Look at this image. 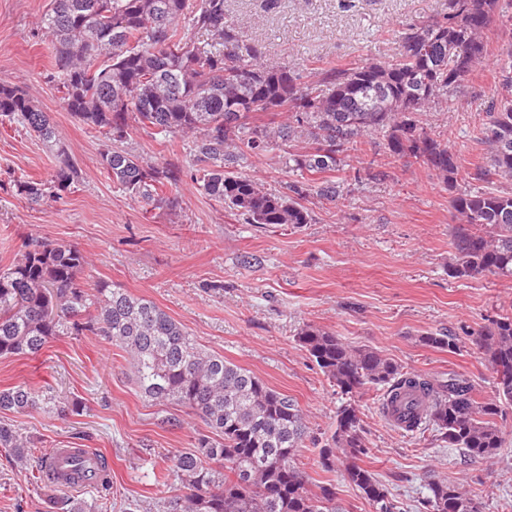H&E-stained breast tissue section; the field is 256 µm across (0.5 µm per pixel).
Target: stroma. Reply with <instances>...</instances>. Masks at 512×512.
Wrapping results in <instances>:
<instances>
[{
  "mask_svg": "<svg viewBox=\"0 0 512 512\" xmlns=\"http://www.w3.org/2000/svg\"><path fill=\"white\" fill-rule=\"evenodd\" d=\"M48 2L0 0V80L48 113L78 179L61 200L30 207L13 193L14 181L49 180L56 158L22 125L0 127V266L32 239L77 246L88 256L86 280L155 302L204 349L294 398L309 423L297 465L313 485H335L344 512H373L340 472L321 468L318 450L345 398L297 334L314 324L349 346L381 351L407 371L439 381L464 376L478 399L490 397L493 371L472 338L512 307V281L450 276L449 201L456 189L478 185L473 175L486 164L481 128L498 94L500 66L512 57V4L483 34V63L446 103L421 116L460 160L456 188L426 166L390 155L372 135L332 173L339 199L308 198L311 223L292 228L244 223L188 178L166 203L134 200L113 183L100 165L111 141L64 109L50 76L38 27ZM447 10L448 0H225L224 20L259 45L263 63L288 67L305 83L317 68L391 60L408 25ZM123 147L161 167L192 164L186 137L139 129ZM241 170L271 189L293 179L276 151L244 159ZM479 185L512 190L511 182L494 178ZM428 332L448 336L453 348L424 344ZM20 383L81 405L65 417L43 409L0 412L33 441L35 453L91 448L107 460L109 500L99 502L88 489L75 498L95 504L96 512H162L164 502L181 496L169 453L193 447L206 428L185 407L145 399L121 348L96 336H62L39 355L0 358V389ZM378 399L372 390L356 400L368 446L359 463L407 512H420L417 499L433 477L463 485L484 512H507L512 411L501 423L500 453L471 460L462 449L395 428ZM56 493L35 468L13 464L0 449V512H49Z\"/></svg>",
  "mask_w": 512,
  "mask_h": 512,
  "instance_id": "obj_1",
  "label": "stroma"
}]
</instances>
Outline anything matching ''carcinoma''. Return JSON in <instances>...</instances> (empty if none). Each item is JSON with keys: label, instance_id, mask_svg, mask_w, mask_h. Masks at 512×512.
I'll return each mask as SVG.
<instances>
[{"label": "carcinoma", "instance_id": "obj_1", "mask_svg": "<svg viewBox=\"0 0 512 512\" xmlns=\"http://www.w3.org/2000/svg\"><path fill=\"white\" fill-rule=\"evenodd\" d=\"M499 0H448L443 16L411 25L396 57L356 68L315 72L306 84L288 67L260 62L258 45L224 22V0H50L39 27L54 62L52 78L63 104L83 124L123 143L132 123L167 136L193 139L195 168L158 167L116 148L101 155L107 175L135 199L161 202L184 174L247 224L311 223L301 200H335L339 186L326 174L362 139L379 135L389 154L412 158L456 187L458 156L432 135L421 113L448 98L483 62V33ZM188 20L191 31L182 27ZM504 91L486 112L482 135L493 174L512 182V67L499 72ZM21 123L57 158L46 183H15L30 206L60 199L78 178L47 113L19 88L0 82V126ZM278 150L288 169L306 177L271 190L239 171V163ZM455 278L512 279V192L464 189L451 200ZM87 258L75 245L36 240L0 268V358L40 353L60 336L92 334L128 355L148 400L188 408L209 429L194 447L172 452V471L184 493L163 512H338L336 487L309 488L295 458L309 429L299 404L251 371L201 347L156 303L123 288L88 284ZM297 339L341 394L382 392L383 416L402 403L405 432L432 428L471 459L496 455L505 439L497 424L512 406V311L477 332L474 344L493 373V397L480 401L468 379L432 381L403 370L381 352L351 347L307 324ZM79 404L25 384L0 389V411L47 409L65 416ZM0 447L11 461H35L28 441L0 423ZM367 453L357 407L341 405L336 428L319 448L326 471L346 459L343 478L374 512H401L375 475L358 463ZM426 512H482L458 484L433 479ZM52 512H92L65 494Z\"/></svg>", "mask_w": 512, "mask_h": 512}]
</instances>
